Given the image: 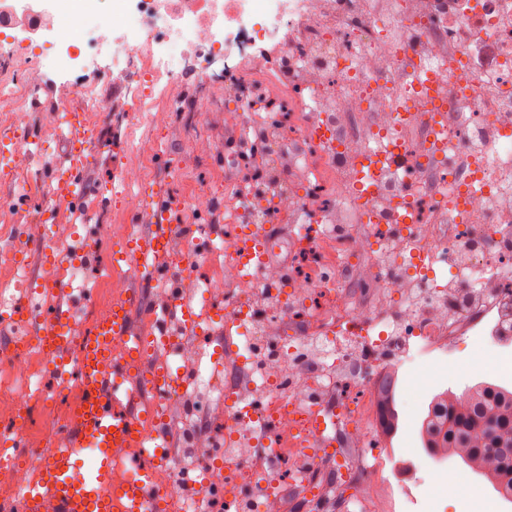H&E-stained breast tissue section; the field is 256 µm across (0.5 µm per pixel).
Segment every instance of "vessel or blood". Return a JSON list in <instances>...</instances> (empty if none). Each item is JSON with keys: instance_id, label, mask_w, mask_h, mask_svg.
I'll return each mask as SVG.
<instances>
[{"instance_id": "1", "label": "vessel or blood", "mask_w": 512, "mask_h": 512, "mask_svg": "<svg viewBox=\"0 0 512 512\" xmlns=\"http://www.w3.org/2000/svg\"><path fill=\"white\" fill-rule=\"evenodd\" d=\"M67 140L70 144L63 163L50 168L47 179L54 200L80 206L85 198V176L89 161L83 149L97 136L83 113L70 112ZM154 222L149 233L137 236L126 248L112 255L113 262L134 261L141 269L157 273L170 267L168 244L174 227L168 222L169 202L162 193L153 196ZM55 301L28 328L47 348L55 350L61 364H72L83 388L81 421L68 432L71 449L50 453L41 480L25 497V512H156L166 492L155 481L150 468L139 460H131L135 479L112 487V455L116 448L128 446L140 431L139 420L129 408L137 401V392L126 389L124 401H117L116 392L135 362L141 361L143 346L131 349L128 358H116L112 345L117 338L131 335V318L140 302L131 291L115 301L111 311L101 317L90 337L78 353L69 357V340L62 326L72 315L73 295L69 284L52 281ZM95 448L99 456L91 472L75 476L76 450Z\"/></svg>"}]
</instances>
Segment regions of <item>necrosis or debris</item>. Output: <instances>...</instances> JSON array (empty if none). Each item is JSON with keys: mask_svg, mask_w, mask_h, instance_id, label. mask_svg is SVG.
Segmentation results:
<instances>
[{"mask_svg": "<svg viewBox=\"0 0 512 512\" xmlns=\"http://www.w3.org/2000/svg\"><path fill=\"white\" fill-rule=\"evenodd\" d=\"M43 14L46 37L0 33L1 112L20 96L4 75L27 60L82 72L69 92L85 113L106 114L94 74L112 71L136 124L180 73L219 66L234 133L223 183L172 197L171 211L192 221L171 240L169 278L144 276L163 300L174 279L196 301V318L159 341L153 308L135 314L146 361L188 384L144 393L146 417L114 457L113 485L130 481V458L151 465L160 426L194 450L155 469L168 492L161 512H279L281 495L305 490L317 468L325 434L304 419L319 410L335 416L342 466L359 478L357 512H376L362 376L424 354L447 362L453 342L486 327L512 334V310L485 299L489 284L512 298V0H53ZM452 59L465 80L441 94L448 126L437 132L416 78L443 75ZM363 179L375 187L367 197ZM118 180L129 206L99 230L125 244L149 219L138 206L148 183L138 163ZM247 238L248 257L238 249ZM28 252L15 238L1 326L54 298L28 287ZM355 285L378 296L375 307L350 303ZM125 291L103 260L88 318ZM57 360L30 336L0 350V512H23L47 455L67 448L83 389ZM192 479L205 493L187 492Z\"/></svg>", "mask_w": 512, "mask_h": 512, "instance_id": "obj_1", "label": "necrosis or debris"}]
</instances>
